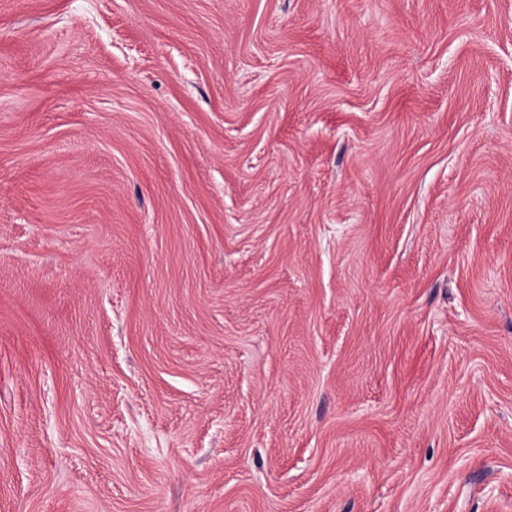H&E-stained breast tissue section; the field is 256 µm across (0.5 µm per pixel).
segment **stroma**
<instances>
[{
  "instance_id": "1",
  "label": "stroma",
  "mask_w": 512,
  "mask_h": 512,
  "mask_svg": "<svg viewBox=\"0 0 512 512\" xmlns=\"http://www.w3.org/2000/svg\"><path fill=\"white\" fill-rule=\"evenodd\" d=\"M0 512H512V0H0Z\"/></svg>"
}]
</instances>
